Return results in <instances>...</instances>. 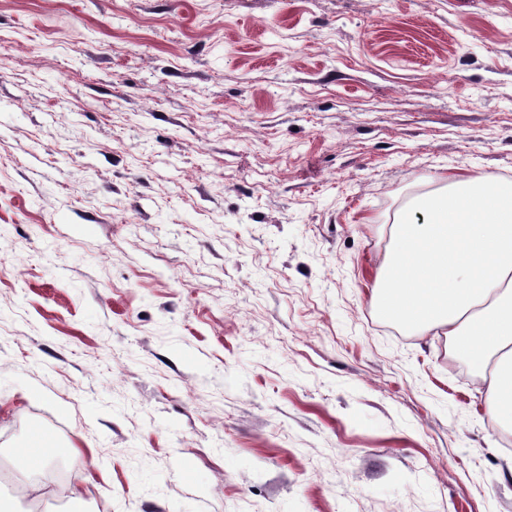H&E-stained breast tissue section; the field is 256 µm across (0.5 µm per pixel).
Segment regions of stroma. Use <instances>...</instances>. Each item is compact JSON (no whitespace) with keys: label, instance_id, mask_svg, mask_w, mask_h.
I'll use <instances>...</instances> for the list:
<instances>
[{"label":"stroma","instance_id":"stroma-1","mask_svg":"<svg viewBox=\"0 0 512 512\" xmlns=\"http://www.w3.org/2000/svg\"><path fill=\"white\" fill-rule=\"evenodd\" d=\"M512 177V0H0L11 512H512V427L373 306L444 176ZM30 442V441H29ZM29 442L18 449L16 454V466L20 474L19 484L25 489L32 487L29 477L32 473L46 466L55 458H68L75 461L78 456L77 448H62L60 452L54 454H35L30 450Z\"/></svg>","mask_w":512,"mask_h":512}]
</instances>
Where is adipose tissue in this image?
<instances>
[{"instance_id": "adipose-tissue-1", "label": "adipose tissue", "mask_w": 512, "mask_h": 512, "mask_svg": "<svg viewBox=\"0 0 512 512\" xmlns=\"http://www.w3.org/2000/svg\"><path fill=\"white\" fill-rule=\"evenodd\" d=\"M395 224L376 295L380 316L436 328L485 373L493 424L512 423V184L458 179Z\"/></svg>"}]
</instances>
